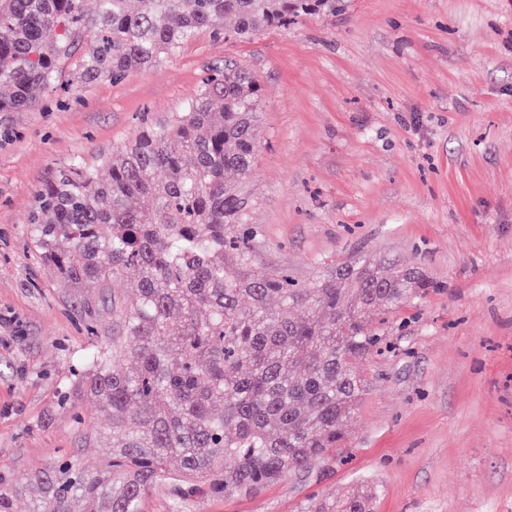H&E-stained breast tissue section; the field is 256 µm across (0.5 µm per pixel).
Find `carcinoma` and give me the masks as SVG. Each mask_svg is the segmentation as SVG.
<instances>
[{"label": "carcinoma", "mask_w": 512, "mask_h": 512, "mask_svg": "<svg viewBox=\"0 0 512 512\" xmlns=\"http://www.w3.org/2000/svg\"><path fill=\"white\" fill-rule=\"evenodd\" d=\"M0 0V113L34 112L42 91L120 81L232 16L239 39L336 0ZM259 85L246 67L215 69L183 111L143 122L103 157L49 181L30 236L58 276L108 294L116 331L90 352L74 395L94 398L111 450L93 470L51 464L23 481L0 477V512H142L165 486L171 512L206 491L250 494L343 447L367 387L356 362L379 348L368 312L394 313L435 284L418 266L371 254L326 265L313 282L256 279L242 227V188L259 147ZM153 222H143L144 214ZM178 469L170 470L171 462ZM377 488L310 499L301 512H375Z\"/></svg>", "instance_id": "carcinoma-1"}]
</instances>
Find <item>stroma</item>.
Masks as SVG:
<instances>
[{
    "label": "stroma",
    "instance_id": "35a3bbf8",
    "mask_svg": "<svg viewBox=\"0 0 512 512\" xmlns=\"http://www.w3.org/2000/svg\"><path fill=\"white\" fill-rule=\"evenodd\" d=\"M229 62L261 88L241 216L252 274L306 283L363 251L443 287L388 316L344 447L251 495L187 496L182 512H300L364 482L381 488L376 512H512V0H342L248 40L203 30L119 82L0 114V472L91 470L109 452L95 400L68 396L114 316L36 252L37 194L143 121L172 120Z\"/></svg>",
    "mask_w": 512,
    "mask_h": 512
}]
</instances>
